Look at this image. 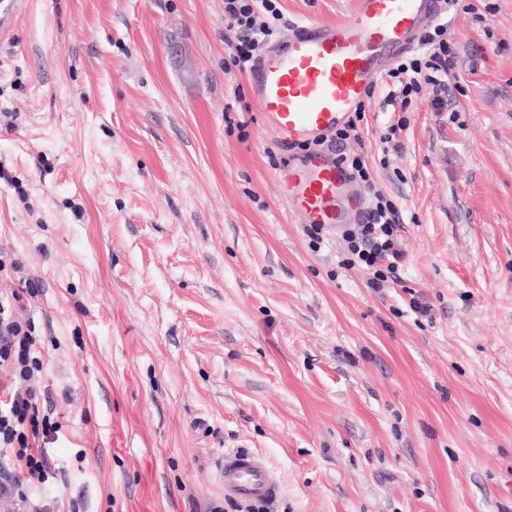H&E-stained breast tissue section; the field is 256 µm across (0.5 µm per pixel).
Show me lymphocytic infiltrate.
Here are the masks:
<instances>
[{"mask_svg": "<svg viewBox=\"0 0 512 512\" xmlns=\"http://www.w3.org/2000/svg\"><path fill=\"white\" fill-rule=\"evenodd\" d=\"M281 11L277 0H224L225 28L232 35L231 62L247 70L274 34ZM424 53L401 57L388 71V105L409 107L413 98L429 92L435 111L448 106V76L455 67V43L448 28L438 24L421 39ZM361 224L345 230L347 267L363 266L372 287L394 279L403 257L395 231L400 223L396 206L382 193ZM43 361L37 339L15 316L9 297L0 296V496L28 506L29 512H54L39 493L56 471L46 446L57 439L51 420L52 394L34 385Z\"/></svg>", "mask_w": 512, "mask_h": 512, "instance_id": "f902f5d3", "label": "lymphocytic infiltrate"}]
</instances>
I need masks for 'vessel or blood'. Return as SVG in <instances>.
<instances>
[{"mask_svg":"<svg viewBox=\"0 0 512 512\" xmlns=\"http://www.w3.org/2000/svg\"><path fill=\"white\" fill-rule=\"evenodd\" d=\"M444 4L355 0L346 16L295 24L252 65L250 95L265 126L282 143L320 145L292 157L279 174L283 198L298 223L334 230L362 222L366 190L323 145L367 101L384 67L417 47L418 32ZM217 474L225 497L250 512H274L280 482L260 457L244 450L223 455Z\"/></svg>","mask_w":512,"mask_h":512,"instance_id":"b4317fda","label":"vessel or blood"}]
</instances>
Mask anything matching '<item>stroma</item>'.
<instances>
[{"mask_svg": "<svg viewBox=\"0 0 512 512\" xmlns=\"http://www.w3.org/2000/svg\"><path fill=\"white\" fill-rule=\"evenodd\" d=\"M471 2L446 18L452 108L396 112L380 84L344 144L399 211V280L374 288L290 216L224 0H23L0 292L35 288L62 512H240L227 450L278 473V512H512V0ZM353 6L279 0L277 33Z\"/></svg>", "mask_w": 512, "mask_h": 512, "instance_id": "stroma-1", "label": "stroma"}]
</instances>
